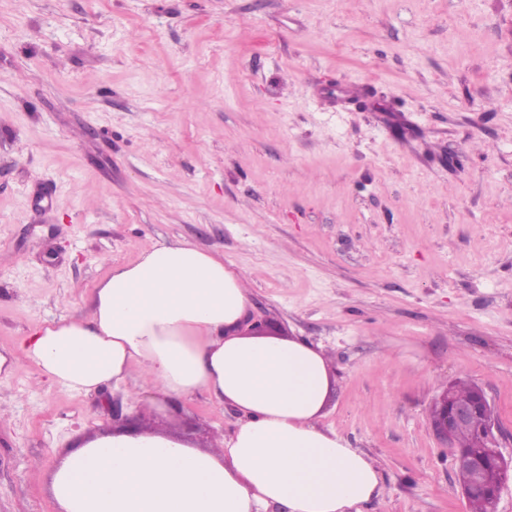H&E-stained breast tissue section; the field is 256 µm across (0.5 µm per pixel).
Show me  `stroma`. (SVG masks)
<instances>
[{
  "instance_id": "1",
  "label": "stroma",
  "mask_w": 512,
  "mask_h": 512,
  "mask_svg": "<svg viewBox=\"0 0 512 512\" xmlns=\"http://www.w3.org/2000/svg\"><path fill=\"white\" fill-rule=\"evenodd\" d=\"M180 241L329 352L321 424L385 486L359 512H469L428 419L475 383L512 456V0H0V512H57L59 449L143 410L21 343ZM151 418L200 445L241 420Z\"/></svg>"
}]
</instances>
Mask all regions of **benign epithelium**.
I'll return each instance as SVG.
<instances>
[{
    "instance_id": "benign-epithelium-1",
    "label": "benign epithelium",
    "mask_w": 512,
    "mask_h": 512,
    "mask_svg": "<svg viewBox=\"0 0 512 512\" xmlns=\"http://www.w3.org/2000/svg\"><path fill=\"white\" fill-rule=\"evenodd\" d=\"M439 414L429 423L434 435L445 443L451 442L455 431L468 425L474 415L490 405V401L482 388H477L475 397L469 402H460L449 391L439 397ZM495 424L489 422L480 429V437L485 443L483 448H471L466 452H456L454 464L481 471L484 478L475 484L461 488L464 497L482 495L490 500L492 512H498V504L502 487L507 480L508 469L512 463L502 454L494 436Z\"/></svg>"
}]
</instances>
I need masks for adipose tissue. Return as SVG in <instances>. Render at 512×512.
Wrapping results in <instances>:
<instances>
[{"mask_svg":"<svg viewBox=\"0 0 512 512\" xmlns=\"http://www.w3.org/2000/svg\"><path fill=\"white\" fill-rule=\"evenodd\" d=\"M250 306L223 257L163 242L113 268L88 317L32 331L23 360L66 391L129 383L136 401L203 394L242 416L207 448L148 424L85 436L48 477L59 512H354L382 496L374 461L320 424L326 351L248 333Z\"/></svg>","mask_w":512,"mask_h":512,"instance_id":"1","label":"adipose tissue"}]
</instances>
